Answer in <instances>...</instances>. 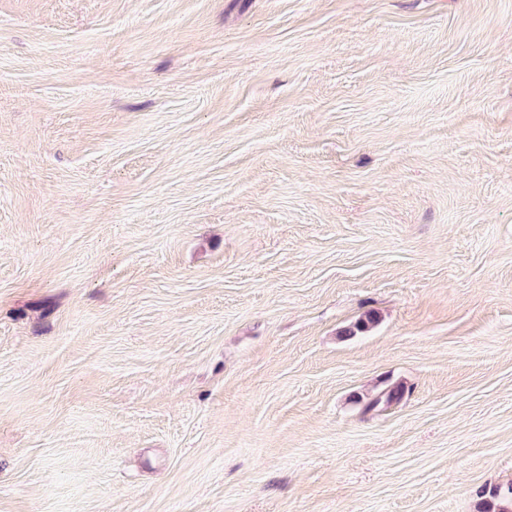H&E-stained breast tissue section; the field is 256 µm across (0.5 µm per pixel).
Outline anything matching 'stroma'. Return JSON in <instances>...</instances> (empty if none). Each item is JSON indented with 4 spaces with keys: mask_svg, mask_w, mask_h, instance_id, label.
<instances>
[{
    "mask_svg": "<svg viewBox=\"0 0 512 512\" xmlns=\"http://www.w3.org/2000/svg\"><path fill=\"white\" fill-rule=\"evenodd\" d=\"M511 484L512 0H0V512Z\"/></svg>",
    "mask_w": 512,
    "mask_h": 512,
    "instance_id": "35a3bbf8",
    "label": "stroma"
}]
</instances>
